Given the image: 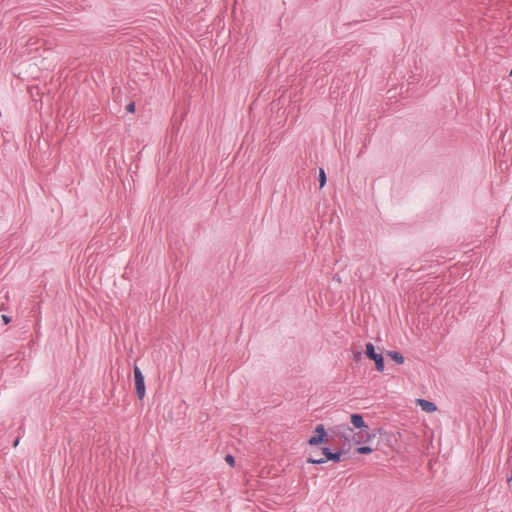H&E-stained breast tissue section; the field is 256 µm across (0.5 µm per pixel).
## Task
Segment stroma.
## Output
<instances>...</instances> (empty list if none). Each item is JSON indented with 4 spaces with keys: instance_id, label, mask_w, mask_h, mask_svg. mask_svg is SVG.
<instances>
[{
    "instance_id": "1",
    "label": "stroma",
    "mask_w": 512,
    "mask_h": 512,
    "mask_svg": "<svg viewBox=\"0 0 512 512\" xmlns=\"http://www.w3.org/2000/svg\"><path fill=\"white\" fill-rule=\"evenodd\" d=\"M0 512H512V0H0Z\"/></svg>"
}]
</instances>
